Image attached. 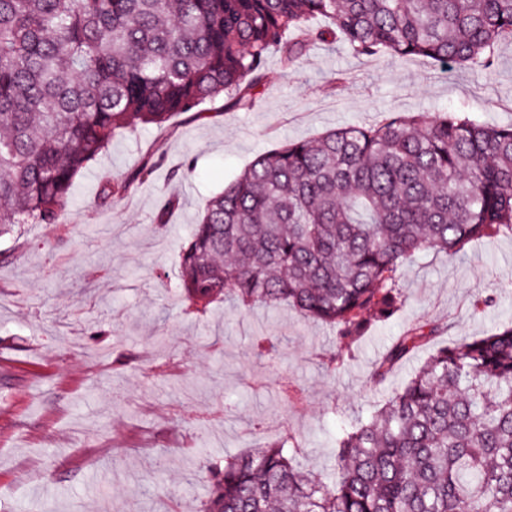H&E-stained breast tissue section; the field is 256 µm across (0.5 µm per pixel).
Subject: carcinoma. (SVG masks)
I'll return each instance as SVG.
<instances>
[{
  "instance_id": "carcinoma-1",
  "label": "carcinoma",
  "mask_w": 512,
  "mask_h": 512,
  "mask_svg": "<svg viewBox=\"0 0 512 512\" xmlns=\"http://www.w3.org/2000/svg\"><path fill=\"white\" fill-rule=\"evenodd\" d=\"M332 27L315 29L316 17ZM341 40L443 64L491 65L512 0H0V237L60 224L79 173L119 131L162 125L220 95L245 106L267 55L293 66ZM156 159L103 196L124 195ZM512 232V124L427 113L347 125L260 155L207 204L180 256L186 309L285 303L364 337L402 307L406 265ZM414 324L379 383L439 335ZM278 352L274 336L255 343ZM290 436L202 466V512H512V324L435 350L304 472Z\"/></svg>"
}]
</instances>
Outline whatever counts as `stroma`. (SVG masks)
Here are the masks:
<instances>
[{"label": "stroma", "instance_id": "35a3bbf8", "mask_svg": "<svg viewBox=\"0 0 512 512\" xmlns=\"http://www.w3.org/2000/svg\"><path fill=\"white\" fill-rule=\"evenodd\" d=\"M491 67L443 65L387 52L366 58L337 42L311 44L299 64L271 53L249 105L223 98L203 117L117 133L81 173L60 224L0 238V512H199L209 484L198 463L292 436L298 466L325 472L343 428L367 419L428 356L421 349L383 388L376 362L417 322L443 326L438 345L491 335L512 322V234L473 241L459 257L417 255L398 286L401 312L339 343L293 309L227 301L185 310L181 248L206 201L261 153L345 124L458 112L512 124V42ZM161 162L133 180L150 155ZM127 193L100 197L106 179ZM170 207L167 224L156 221ZM495 294L480 315L472 303ZM110 331L108 342L92 341ZM280 340L256 357V337ZM343 351L331 372L326 357Z\"/></svg>", "mask_w": 512, "mask_h": 512}]
</instances>
